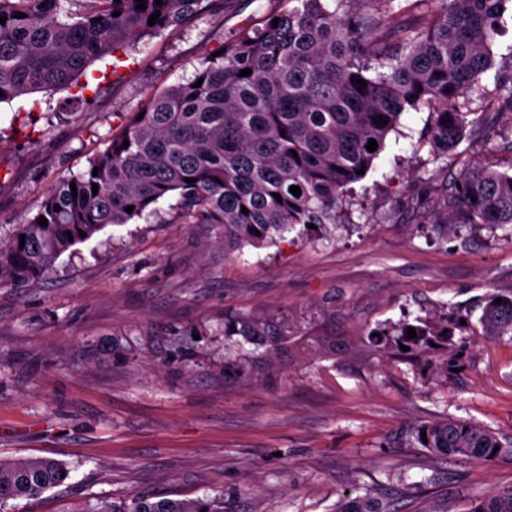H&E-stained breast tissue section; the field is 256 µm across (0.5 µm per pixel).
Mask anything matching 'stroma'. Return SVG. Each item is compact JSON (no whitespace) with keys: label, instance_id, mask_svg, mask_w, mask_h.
<instances>
[{"label":"stroma","instance_id":"stroma-1","mask_svg":"<svg viewBox=\"0 0 512 512\" xmlns=\"http://www.w3.org/2000/svg\"><path fill=\"white\" fill-rule=\"evenodd\" d=\"M284 0H214L177 30L86 72L87 99L54 89L0 104V239L36 213L58 179L85 169L131 113L195 73L200 57ZM474 112H497L492 149L451 158L420 145L427 110H406L354 184L350 219L228 253L219 230L186 224L173 200L105 228L38 281L0 285V457H53L68 486L15 512H79L85 500L231 495L233 512H333L343 494L395 498L400 512H471L512 487V456L449 461L418 426L461 419L512 438V339L465 337L458 372L378 346L404 316L512 295V230L447 234L448 177L470 160L512 167V113L482 79ZM37 108L41 118L27 125ZM287 318L271 367L224 334L225 318ZM196 333L180 351L183 334Z\"/></svg>","mask_w":512,"mask_h":512}]
</instances>
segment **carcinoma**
<instances>
[{"mask_svg": "<svg viewBox=\"0 0 512 512\" xmlns=\"http://www.w3.org/2000/svg\"><path fill=\"white\" fill-rule=\"evenodd\" d=\"M202 2L145 0L141 10L138 0H0L6 18L0 23V104L65 87L73 89V102L84 100L79 78L90 65L179 27L202 10ZM285 2L290 7L229 36L220 55H203L193 78L151 96L144 116L132 113L83 172L54 183L38 211L0 241V284L42 278L76 244L174 195L179 217L219 229L227 250L274 243L297 224H334L349 205L348 186L364 178L360 169L370 171L408 109H428L424 141L437 159L465 138L485 139L496 117L486 112L475 118L459 99L494 67L493 45L512 0ZM115 11L120 15L112 16ZM157 11L158 22L148 24ZM18 12L25 17H14ZM243 69L252 73L241 77ZM353 77L366 87L358 90ZM496 92L512 107V73H498ZM371 139L378 144L373 152L367 150ZM292 186L300 187V196L289 192ZM445 205L442 227L448 232L458 224H512V170L463 163L448 183ZM41 217L47 225L39 224ZM495 299L489 294L476 308L380 329L376 341L444 354L435 367L446 383L462 353L455 331L470 327L476 309L482 335L512 336V297L499 304ZM410 327L416 330L411 339ZM289 329L288 320L273 315L224 319V335L267 345L272 357L288 342ZM416 439L446 459L486 462L512 454V440L465 420L424 424ZM70 473L68 463L51 457L0 458V512L15 500H37L68 484ZM80 512L227 510L218 494L88 500ZM336 512L398 510L394 499L366 494L342 497ZM473 512H512V487L482 497Z\"/></svg>", "mask_w": 512, "mask_h": 512, "instance_id": "1", "label": "carcinoma"}]
</instances>
